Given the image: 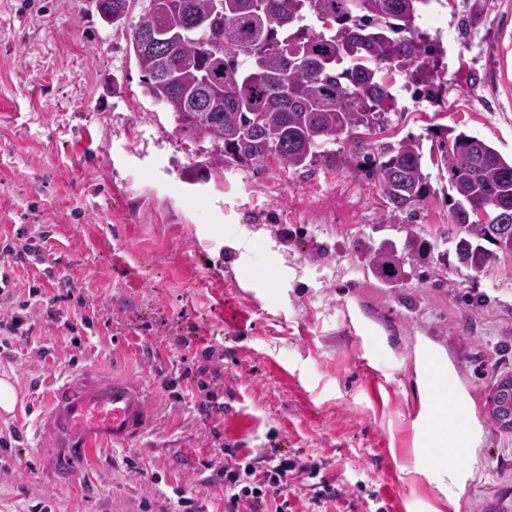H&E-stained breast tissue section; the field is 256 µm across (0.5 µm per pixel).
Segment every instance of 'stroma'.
I'll use <instances>...</instances> for the list:
<instances>
[{"instance_id": "stroma-1", "label": "stroma", "mask_w": 512, "mask_h": 512, "mask_svg": "<svg viewBox=\"0 0 512 512\" xmlns=\"http://www.w3.org/2000/svg\"><path fill=\"white\" fill-rule=\"evenodd\" d=\"M416 24L439 42L441 88L417 103L395 74L378 139H420L434 191L415 219L428 252L393 288L365 251L403 244L408 220L386 217L374 181L318 165L214 169L211 144L142 96L126 27L92 0H0V261L15 303L39 298L28 337L0 307V378L18 393L0 413V512H174L180 493L224 512L223 487L206 482L224 447L315 465L292 489L296 512H512V429L490 404L512 376V255L457 263L430 133L462 130L512 157V0H430ZM40 236L38 258L14 263ZM204 366L220 377L202 393ZM84 367L140 383L153 423L59 484L36 423ZM447 382L476 441L439 458L424 441ZM212 398L223 413H208Z\"/></svg>"}]
</instances>
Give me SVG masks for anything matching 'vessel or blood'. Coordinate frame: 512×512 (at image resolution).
<instances>
[{"label": "vessel or blood", "instance_id": "b4317fda", "mask_svg": "<svg viewBox=\"0 0 512 512\" xmlns=\"http://www.w3.org/2000/svg\"><path fill=\"white\" fill-rule=\"evenodd\" d=\"M149 416L139 385L82 369L50 391L40 418L44 455L57 479L69 482L79 464L104 442L143 435Z\"/></svg>", "mask_w": 512, "mask_h": 512}]
</instances>
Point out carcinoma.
<instances>
[{
  "label": "carcinoma",
  "instance_id": "carcinoma-1",
  "mask_svg": "<svg viewBox=\"0 0 512 512\" xmlns=\"http://www.w3.org/2000/svg\"><path fill=\"white\" fill-rule=\"evenodd\" d=\"M223 2L216 12L213 0H158L163 25L150 53L139 50V31L152 23L145 6L129 38L142 95L162 100L180 135L210 141L217 169L273 160L294 171L353 170L375 181L387 215H417L433 190L420 140L374 147L356 136L388 129L394 73L433 93L434 44L415 25L430 0ZM433 138L448 173L458 263L478 270L512 254V160L454 128ZM473 204L485 206L489 223L472 220ZM426 250L409 224L403 251L384 241L366 254L372 272L394 284Z\"/></svg>",
  "mask_w": 512,
  "mask_h": 512
}]
</instances>
